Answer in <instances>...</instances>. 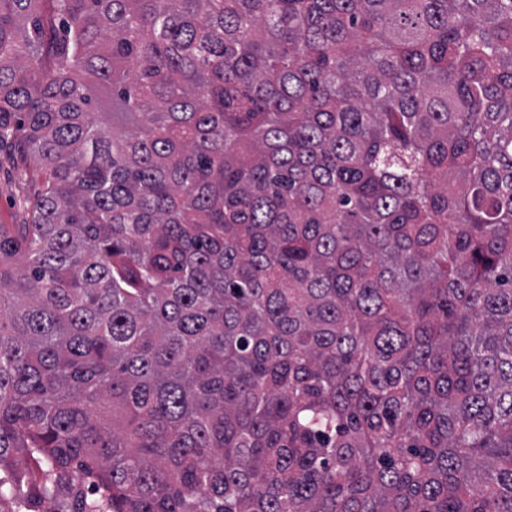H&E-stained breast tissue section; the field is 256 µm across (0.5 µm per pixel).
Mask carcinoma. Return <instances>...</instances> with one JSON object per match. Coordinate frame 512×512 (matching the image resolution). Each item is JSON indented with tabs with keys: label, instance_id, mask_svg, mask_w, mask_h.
Masks as SVG:
<instances>
[{
	"label": "carcinoma",
	"instance_id": "obj_1",
	"mask_svg": "<svg viewBox=\"0 0 512 512\" xmlns=\"http://www.w3.org/2000/svg\"><path fill=\"white\" fill-rule=\"evenodd\" d=\"M0 155V512H512V0H0ZM25 174V175H24ZM37 166L31 161L13 164L0 157V224H20L24 219L21 200L31 194Z\"/></svg>",
	"mask_w": 512,
	"mask_h": 512
}]
</instances>
